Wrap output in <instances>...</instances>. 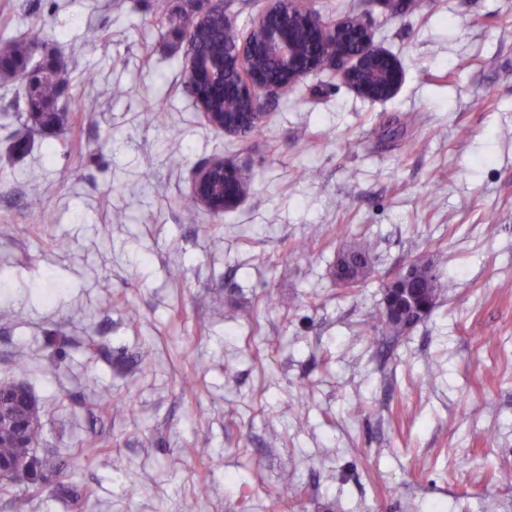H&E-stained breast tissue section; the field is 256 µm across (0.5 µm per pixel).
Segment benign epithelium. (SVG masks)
I'll list each match as a JSON object with an SVG mask.
<instances>
[{
  "mask_svg": "<svg viewBox=\"0 0 512 512\" xmlns=\"http://www.w3.org/2000/svg\"><path fill=\"white\" fill-rule=\"evenodd\" d=\"M186 34L188 60L185 84L207 122L226 135H239L264 119L267 101L280 95L281 86L294 84L308 73L329 67L342 82L370 100H384L399 88L403 72L397 60L373 44L370 30L348 19L328 21L310 7L311 0H267L246 35L230 52L213 49L212 18L223 16L224 0H201ZM60 63L44 59L28 68L31 82L46 72H61ZM250 192L243 169L222 158H214L195 172L191 196L214 216L239 206ZM408 275L404 270L385 290L383 313H393V299ZM36 398L28 386L17 385L13 408L0 410V422L8 423L19 436L38 426L28 415ZM23 478L43 484L48 474L39 470L38 458L0 461V477Z\"/></svg>",
  "mask_w": 512,
  "mask_h": 512,
  "instance_id": "7a95c632",
  "label": "benign epithelium"
}]
</instances>
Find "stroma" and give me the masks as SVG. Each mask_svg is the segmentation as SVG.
Segmentation results:
<instances>
[{
	"label": "stroma",
	"mask_w": 512,
	"mask_h": 512,
	"mask_svg": "<svg viewBox=\"0 0 512 512\" xmlns=\"http://www.w3.org/2000/svg\"><path fill=\"white\" fill-rule=\"evenodd\" d=\"M191 5L0 0V36L41 26L77 99L44 129L0 74V379L44 408L36 456L73 458L0 512H280L285 472L299 512H512V0H314L367 22L401 87L369 101L314 72L241 137L184 87ZM216 156L250 193L187 221ZM361 233L372 273L345 289ZM417 259L452 288L403 335L374 330ZM371 243L365 237L357 238L340 256V268L348 278L354 279L363 268L370 264Z\"/></svg>",
	"instance_id": "stroma-1"
}]
</instances>
